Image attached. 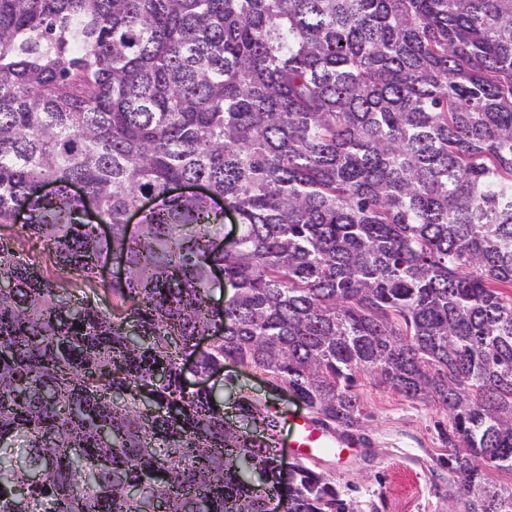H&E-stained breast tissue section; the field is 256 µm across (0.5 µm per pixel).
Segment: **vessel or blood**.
Listing matches in <instances>:
<instances>
[{
    "instance_id": "vessel-or-blood-1",
    "label": "vessel or blood",
    "mask_w": 512,
    "mask_h": 512,
    "mask_svg": "<svg viewBox=\"0 0 512 512\" xmlns=\"http://www.w3.org/2000/svg\"><path fill=\"white\" fill-rule=\"evenodd\" d=\"M276 418L291 429L288 446L300 460L314 458L329 448L340 455L346 449L357 448L366 443L362 436L326 426L309 413L284 410L278 412Z\"/></svg>"
}]
</instances>
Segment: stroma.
Here are the masks:
<instances>
[{
  "mask_svg": "<svg viewBox=\"0 0 512 512\" xmlns=\"http://www.w3.org/2000/svg\"><path fill=\"white\" fill-rule=\"evenodd\" d=\"M25 217L1 227L0 240L10 243L28 263L72 296L93 297L99 307H111L114 297L104 288L92 289L74 273L55 266L42 239L26 232ZM224 379L213 385L232 413L238 394L262 397L271 407L302 410V403L269 393L260 370L232 363ZM367 446L348 450L339 458H323L316 468L332 476L359 512H459L448 497V470L440 464L448 450L435 423L443 414L433 403L407 400L369 374L357 377Z\"/></svg>",
  "mask_w": 512,
  "mask_h": 512,
  "instance_id": "stroma-1",
  "label": "stroma"
}]
</instances>
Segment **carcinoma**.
I'll return each mask as SVG.
<instances>
[{
    "label": "carcinoma",
    "mask_w": 512,
    "mask_h": 512,
    "mask_svg": "<svg viewBox=\"0 0 512 512\" xmlns=\"http://www.w3.org/2000/svg\"><path fill=\"white\" fill-rule=\"evenodd\" d=\"M22 209L56 266L126 279L75 303L0 245V512H357L189 355L348 433L359 373L428 400L448 496L512 512V0H0V224Z\"/></svg>",
    "instance_id": "carcinoma-1"
}]
</instances>
